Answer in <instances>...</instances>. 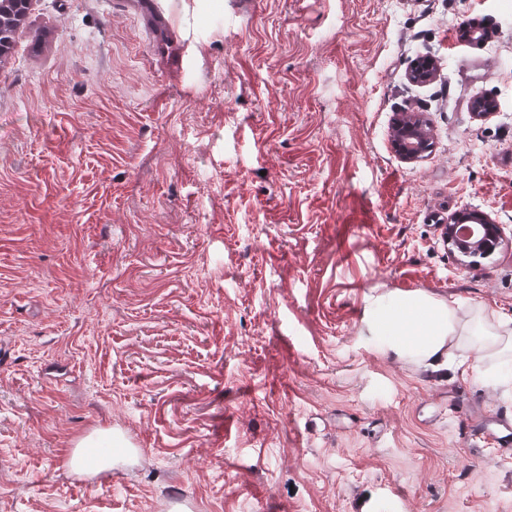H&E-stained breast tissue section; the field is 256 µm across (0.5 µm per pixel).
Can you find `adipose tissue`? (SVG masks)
<instances>
[{"label":"adipose tissue","instance_id":"obj_1","mask_svg":"<svg viewBox=\"0 0 512 512\" xmlns=\"http://www.w3.org/2000/svg\"><path fill=\"white\" fill-rule=\"evenodd\" d=\"M362 333L383 337V351L400 362L436 368L455 357L464 372L477 379L483 378L488 360L512 357L511 317L485 309L470 314L457 299L424 291L369 294ZM112 442L108 430L80 439L67 460L69 469H111L112 457L92 461L87 451Z\"/></svg>","mask_w":512,"mask_h":512}]
</instances>
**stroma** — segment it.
Returning a JSON list of instances; mask_svg holds the SVG:
<instances>
[{
  "mask_svg": "<svg viewBox=\"0 0 512 512\" xmlns=\"http://www.w3.org/2000/svg\"><path fill=\"white\" fill-rule=\"evenodd\" d=\"M163 7L32 0L0 58V512H512V451L444 403L512 412V377L361 333L376 288L512 313V0ZM468 210L503 231L475 262L440 230ZM99 430L136 458L72 472ZM393 130L404 159L414 161L424 156L429 138L426 122L419 113H404L394 122Z\"/></svg>",
  "mask_w": 512,
  "mask_h": 512,
  "instance_id": "35a3bbf8",
  "label": "stroma"
}]
</instances>
